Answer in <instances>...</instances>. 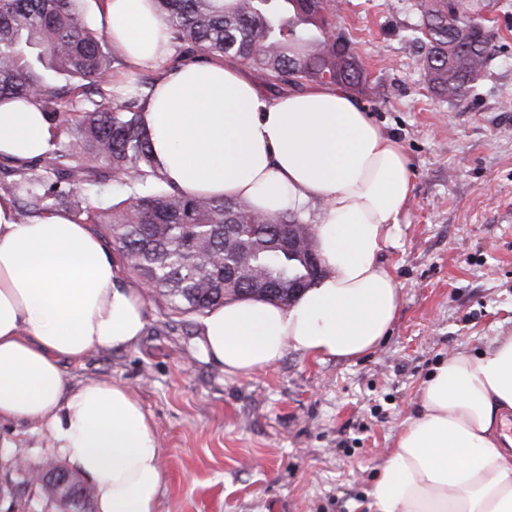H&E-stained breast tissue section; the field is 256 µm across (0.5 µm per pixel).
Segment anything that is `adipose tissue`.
I'll return each instance as SVG.
<instances>
[{
    "mask_svg": "<svg viewBox=\"0 0 512 512\" xmlns=\"http://www.w3.org/2000/svg\"><path fill=\"white\" fill-rule=\"evenodd\" d=\"M99 23L133 67L161 70L142 120L171 185L267 214L321 205L323 278L287 307L243 297L211 309L194 337L202 355L246 376L291 349L320 360L374 351L402 298L380 260L412 202L402 144L341 86L272 99L231 59L172 63L154 0H103ZM51 139L35 99L0 102V155L36 159ZM146 306L89 225L57 210L23 221L0 197V422L38 423L91 481L97 512H157L161 451L126 386L73 387L66 366L136 344ZM367 496L372 512H512V333L434 367Z\"/></svg>",
    "mask_w": 512,
    "mask_h": 512,
    "instance_id": "ef3b65f1",
    "label": "adipose tissue"
}]
</instances>
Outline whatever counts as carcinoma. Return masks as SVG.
<instances>
[{"instance_id": "cac0c4a2", "label": "carcinoma", "mask_w": 512, "mask_h": 512, "mask_svg": "<svg viewBox=\"0 0 512 512\" xmlns=\"http://www.w3.org/2000/svg\"><path fill=\"white\" fill-rule=\"evenodd\" d=\"M79 0H0V101L38 100L50 124L76 112L71 138L54 142L44 160L22 165L19 178L3 187L21 202L19 215L32 218L61 209L90 224L123 265L161 299L167 316L202 315L244 296L289 306L295 285L307 289L321 270L301 249L282 250L277 232L314 239L296 211L260 214L241 200L186 196L160 172L142 123L148 90L141 82L112 102L111 65L105 35L86 24ZM170 28L176 59L228 56L258 71L279 91L307 83L360 91L367 72L349 52L345 32H336V0H155ZM454 0L426 10L418 39L430 88L440 97L465 96L486 67L491 34L479 26L462 40L469 23ZM126 198L93 205L111 183ZM237 225L236 237L224 225ZM58 466L30 467V485L73 512H94L91 486L69 474V486L44 481Z\"/></svg>"}]
</instances>
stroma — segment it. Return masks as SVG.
<instances>
[{
    "instance_id": "stroma-1",
    "label": "stroma",
    "mask_w": 512,
    "mask_h": 512,
    "mask_svg": "<svg viewBox=\"0 0 512 512\" xmlns=\"http://www.w3.org/2000/svg\"><path fill=\"white\" fill-rule=\"evenodd\" d=\"M336 23L369 82L357 98L404 147L413 200L381 255L402 289L374 351L316 360L297 351L246 377L204 359L197 316L148 303L132 347L68 365L71 385L129 387L162 453L158 512H368L366 491L421 383L448 355L489 349L512 331V0H479L493 34L471 95L438 98L414 30L432 0H341ZM63 465L33 424L0 423V481L15 454Z\"/></svg>"
}]
</instances>
